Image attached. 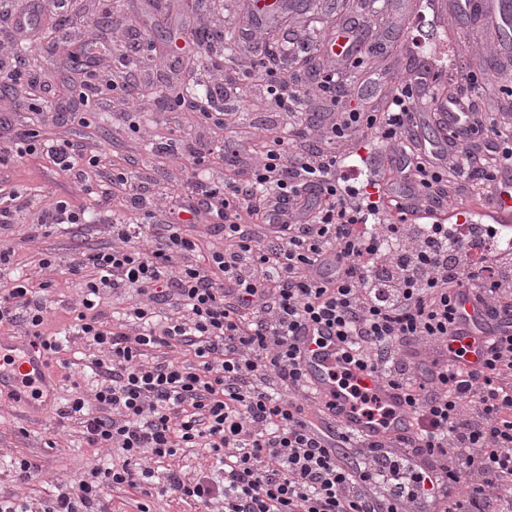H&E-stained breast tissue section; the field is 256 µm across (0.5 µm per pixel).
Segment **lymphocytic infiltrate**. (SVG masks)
I'll use <instances>...</instances> for the list:
<instances>
[{
	"label": "lymphocytic infiltrate",
	"instance_id": "1",
	"mask_svg": "<svg viewBox=\"0 0 512 512\" xmlns=\"http://www.w3.org/2000/svg\"><path fill=\"white\" fill-rule=\"evenodd\" d=\"M330 67L304 91L270 87L289 134L259 135L246 179L203 184V208L156 204L113 174L142 221L113 225L111 247L73 254L70 270L85 279L74 322L101 353V384L61 415H82L88 442L123 460L92 465L52 512L140 486L152 476L145 460L189 446L219 461L224 480L172 472L168 491L224 512H512V334L478 367L449 338L465 290L489 318H512V258L487 248L482 225L436 219L439 204L461 202L469 187L490 195L499 167L512 164V130L470 101L488 157L469 142L420 146L417 82L400 84L383 111L348 110L333 83L346 57L331 55ZM304 93L330 100L324 147L304 145ZM356 132L393 146L389 168L362 156L345 171L334 143ZM405 189L419 213L410 223L390 213ZM203 213L224 232L223 248L204 255L190 232ZM108 294L131 296L128 330L101 320ZM161 304L173 313L158 323ZM46 314L30 281L0 279V328L24 327L56 353L60 340L42 335ZM318 325L334 330L346 363L401 393L413 436L353 442L332 425L330 403L310 402L301 346ZM157 347L196 361L143 363Z\"/></svg>",
	"mask_w": 512,
	"mask_h": 512
}]
</instances>
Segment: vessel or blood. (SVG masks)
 Returning <instances> with one entry per match:
<instances>
[{
    "mask_svg": "<svg viewBox=\"0 0 512 512\" xmlns=\"http://www.w3.org/2000/svg\"><path fill=\"white\" fill-rule=\"evenodd\" d=\"M436 110L442 112L441 129L457 137H464L467 121L464 106L452 101H439ZM482 215L493 217L498 223L512 222V166L503 165L497 177V189L481 208ZM464 311L451 329L457 344L468 345L469 365L481 362L482 354L503 334L499 323L486 321L481 306L471 295L460 297ZM302 364L307 385L312 395L324 398L335 408L336 419L348 438H383L406 436L415 430L413 412L406 406L400 393L390 388L379 375L356 366H345L339 345L329 331L320 330L307 336L302 348ZM349 371L350 386H342L338 374ZM372 399L381 409L378 417H367L351 394V387ZM10 390L26 404H33L35 394L50 391L45 374V358L37 347L14 336L0 334V391Z\"/></svg>",
    "mask_w": 512,
    "mask_h": 512,
    "instance_id": "obj_1",
    "label": "vessel or blood"
}]
</instances>
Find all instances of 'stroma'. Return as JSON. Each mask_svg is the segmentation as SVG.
I'll list each match as a JSON object with an SVG mask.
<instances>
[{"label":"stroma","instance_id":"stroma-1","mask_svg":"<svg viewBox=\"0 0 512 512\" xmlns=\"http://www.w3.org/2000/svg\"><path fill=\"white\" fill-rule=\"evenodd\" d=\"M28 18L27 42L20 66L29 81L19 93L65 104L77 112V120L54 121L35 112L0 114V147L9 146L19 125L36 130L43 142L71 141L84 151L103 156L107 165L95 171L59 169L47 154L0 169V189L23 192L25 215L17 223L0 228V250L10 261L0 272L20 274L34 283L51 281L48 290L49 321L46 333H62L66 344L47 359L46 373L55 396L29 407L0 393V500L14 503L17 512H47L57 496L68 491L89 470L91 463L121 461L119 450L88 445L79 420L63 419L57 412L74 395L91 397L94 377L89 368L95 349L73 329L74 310L80 299L81 281L69 270L76 248L111 244V225L132 223L139 216L123 195L102 199L97 189L108 187L109 166H124L133 182L149 190L188 192L192 171L189 155L200 144L224 141V164L211 166L212 180H220L225 164L237 162L240 146L256 130L279 124L278 109L266 93L268 69L287 70L289 77L308 79L322 64L323 46L338 24H366L386 33L378 39L365 36L355 72L366 79L374 72L386 89L402 80L422 79L430 94H444L449 86L463 84L474 73L481 86L477 102L482 111L503 118L512 112V79L503 80L496 69H482L473 54L492 48L501 40L490 17L468 19L454 12L449 0H314L312 12L289 13L277 23L251 18L247 0H14L11 15L0 18V42L12 43L14 21ZM166 30L160 40L158 30ZM223 32L233 52L213 49L189 53L188 64L155 74L145 95L163 87L167 98L183 97L174 111L148 107L123 116L125 85L140 82L138 66L127 64L126 53L145 61L167 57L185 47L187 40L204 41L206 35ZM88 56L89 68L69 70L59 47ZM219 69L224 93L214 99L215 111L232 110L229 125L199 124L197 94L211 93L202 72ZM102 85L100 105H81L79 96L92 82ZM67 198L89 212L91 221L80 232L51 230L34 236L31 223L42 208ZM56 259L51 268L40 264L45 255ZM28 459L37 465L28 479L17 476L13 463ZM153 478L133 489H111L102 498V512H208L199 503L165 492L168 472L189 481L201 475L219 481L224 473L200 448L178 449L175 457L153 463Z\"/></svg>","mask_w":512,"mask_h":512}]
</instances>
